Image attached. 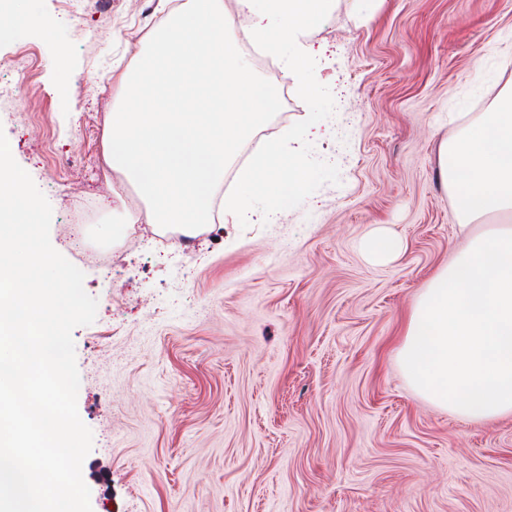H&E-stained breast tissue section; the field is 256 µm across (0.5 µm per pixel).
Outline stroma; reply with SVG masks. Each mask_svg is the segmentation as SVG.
Instances as JSON below:
<instances>
[{
  "label": "stroma",
  "mask_w": 512,
  "mask_h": 512,
  "mask_svg": "<svg viewBox=\"0 0 512 512\" xmlns=\"http://www.w3.org/2000/svg\"><path fill=\"white\" fill-rule=\"evenodd\" d=\"M0 43V131L52 207L50 241L98 301L72 332L93 447L92 512H512V415L470 421L425 400L396 338L460 227L436 162L512 85V0H337L314 30L345 88L339 184L275 224L154 233L102 164L107 112L167 0H34ZM289 93L272 137L308 112ZM382 230L398 255L371 262Z\"/></svg>",
  "instance_id": "stroma-1"
}]
</instances>
